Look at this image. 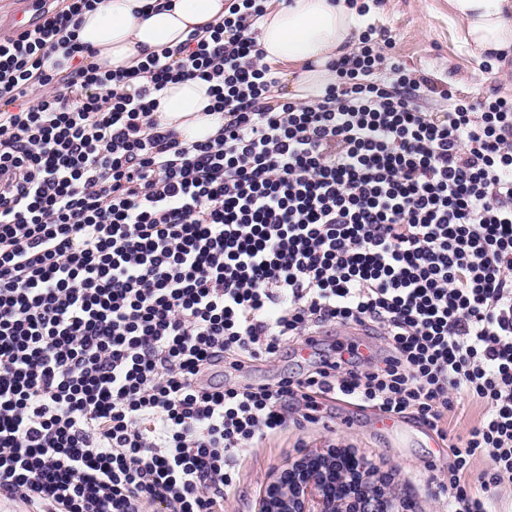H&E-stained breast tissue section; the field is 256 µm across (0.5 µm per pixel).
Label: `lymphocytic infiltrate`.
I'll use <instances>...</instances> for the list:
<instances>
[{"label": "lymphocytic infiltrate", "mask_w": 512, "mask_h": 512, "mask_svg": "<svg viewBox=\"0 0 512 512\" xmlns=\"http://www.w3.org/2000/svg\"><path fill=\"white\" fill-rule=\"evenodd\" d=\"M99 2L0 37V501L224 512L289 403L340 396L421 419L448 445V512H491L512 485V97L383 67L367 33L313 104L270 108L265 0L103 72L76 37ZM185 79L210 85L213 138L154 117ZM435 91L447 111L423 110ZM328 324L377 328L385 356L209 378ZM469 402L478 422L449 428Z\"/></svg>", "instance_id": "obj_1"}]
</instances>
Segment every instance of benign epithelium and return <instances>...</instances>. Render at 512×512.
I'll use <instances>...</instances> for the list:
<instances>
[{
    "instance_id": "7a95c632",
    "label": "benign epithelium",
    "mask_w": 512,
    "mask_h": 512,
    "mask_svg": "<svg viewBox=\"0 0 512 512\" xmlns=\"http://www.w3.org/2000/svg\"><path fill=\"white\" fill-rule=\"evenodd\" d=\"M341 461L332 448L307 452L268 484L259 512H358L359 498L377 497L380 512H407L406 501L387 495L370 467Z\"/></svg>"
}]
</instances>
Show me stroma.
Segmentation results:
<instances>
[{"label":"stroma","mask_w":512,"mask_h":512,"mask_svg":"<svg viewBox=\"0 0 512 512\" xmlns=\"http://www.w3.org/2000/svg\"><path fill=\"white\" fill-rule=\"evenodd\" d=\"M373 2L370 25L377 35L393 41L394 57L414 76L428 77L437 87H449L463 95L494 89L512 96V62L496 68L472 56L463 43L461 25L449 17L448 0ZM344 333L338 326L323 327L315 351L288 345L274 362L257 365L242 377L229 372L225 378L266 384L301 373L312 357L334 355ZM333 446L349 449L367 461L377 476L383 477L387 491L411 501L415 512H442V502L427 479L446 468V444L413 417H406L402 431L397 432L382 425L374 411L332 399L321 402L314 422L305 420L302 410H289L286 429L238 460L240 483L225 502L224 512H255L266 483L302 452Z\"/></svg>","instance_id":"stroma-1"}]
</instances>
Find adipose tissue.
<instances>
[{"mask_svg": "<svg viewBox=\"0 0 512 512\" xmlns=\"http://www.w3.org/2000/svg\"><path fill=\"white\" fill-rule=\"evenodd\" d=\"M463 27V41L476 57L498 63L512 50V0H448ZM224 18V0H105L84 12L78 31L101 70L136 67L150 53L176 47L189 31ZM366 28L349 0H288L268 8L260 23L264 60L288 68V96L308 99L335 83L330 65L352 53ZM209 85L201 80L168 84L155 117L183 139L213 137L223 120L206 114Z\"/></svg>", "mask_w": 512, "mask_h": 512, "instance_id": "ef3b65f1", "label": "adipose tissue"}]
</instances>
